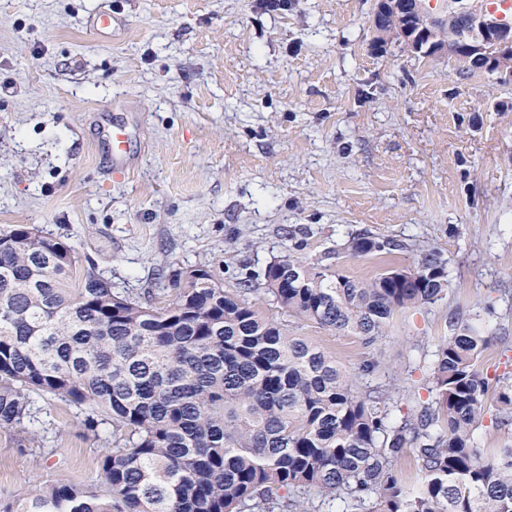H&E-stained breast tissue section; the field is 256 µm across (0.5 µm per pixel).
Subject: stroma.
Instances as JSON below:
<instances>
[{
  "label": "stroma",
  "instance_id": "obj_1",
  "mask_svg": "<svg viewBox=\"0 0 512 512\" xmlns=\"http://www.w3.org/2000/svg\"><path fill=\"white\" fill-rule=\"evenodd\" d=\"M0 0V227L36 224L114 287L165 302L173 271L208 266L225 287L296 248L312 260L369 231L388 254L342 259L367 279L435 248L450 285L395 315L369 387L391 417L435 399L428 363L450 320L487 336L480 368L512 374V82L375 50V0ZM127 110L137 159L112 180L103 110ZM355 369L353 335L289 319ZM54 441L0 429V501L64 478L101 490L102 440L45 400Z\"/></svg>",
  "mask_w": 512,
  "mask_h": 512
}]
</instances>
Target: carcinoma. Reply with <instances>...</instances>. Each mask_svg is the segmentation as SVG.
<instances>
[{
    "label": "carcinoma",
    "instance_id": "1",
    "mask_svg": "<svg viewBox=\"0 0 512 512\" xmlns=\"http://www.w3.org/2000/svg\"><path fill=\"white\" fill-rule=\"evenodd\" d=\"M414 22L382 21V48ZM407 245L368 231L304 261L288 253L226 288L207 268L173 274L163 307L112 288L93 263L75 274L64 241L35 224L0 228V428L34 424L35 396L91 410L98 436L122 437L100 459V494L59 478L0 512H512V448L478 446L489 382L478 368L488 340L467 324L442 340L430 366L436 398L399 424L390 391L362 390L382 368L372 353L352 372L288 325L263 314L271 297L297 320L352 334L370 347L399 312L449 286L446 265L414 245L412 266L363 280L333 259ZM512 423V382L497 394ZM414 449L413 489L393 462Z\"/></svg>",
    "mask_w": 512,
    "mask_h": 512
}]
</instances>
